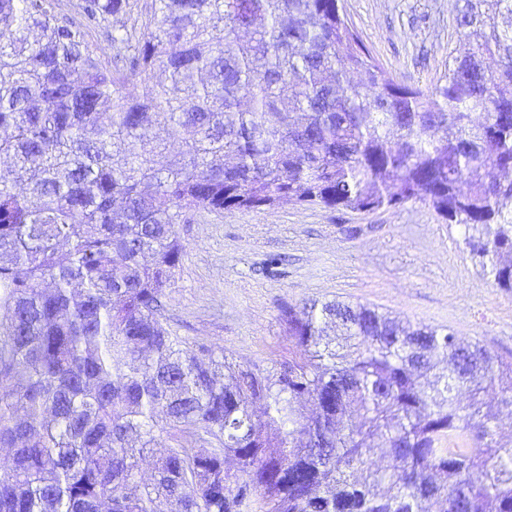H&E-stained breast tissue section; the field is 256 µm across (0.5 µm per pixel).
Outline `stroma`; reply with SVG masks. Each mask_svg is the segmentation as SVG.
<instances>
[{"mask_svg": "<svg viewBox=\"0 0 512 512\" xmlns=\"http://www.w3.org/2000/svg\"><path fill=\"white\" fill-rule=\"evenodd\" d=\"M387 77L431 90L462 53L455 0H341ZM164 315L188 346L271 369L295 355L281 309L308 300L361 303L413 325L443 326L512 355V291L486 280L458 226L422 203L374 212L282 204L197 213ZM282 258L277 275L264 272Z\"/></svg>", "mask_w": 512, "mask_h": 512, "instance_id": "stroma-1", "label": "stroma"}]
</instances>
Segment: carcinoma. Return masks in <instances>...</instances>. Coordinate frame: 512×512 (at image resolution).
<instances>
[{
    "instance_id": "1",
    "label": "carcinoma",
    "mask_w": 512,
    "mask_h": 512,
    "mask_svg": "<svg viewBox=\"0 0 512 512\" xmlns=\"http://www.w3.org/2000/svg\"><path fill=\"white\" fill-rule=\"evenodd\" d=\"M74 11L0 0V512H512V440L483 411L494 395L512 414V359L311 301L282 310L298 357L262 373L163 314L177 225L283 202L424 203L512 290V0H459L469 49L427 92L383 74L338 0Z\"/></svg>"
}]
</instances>
